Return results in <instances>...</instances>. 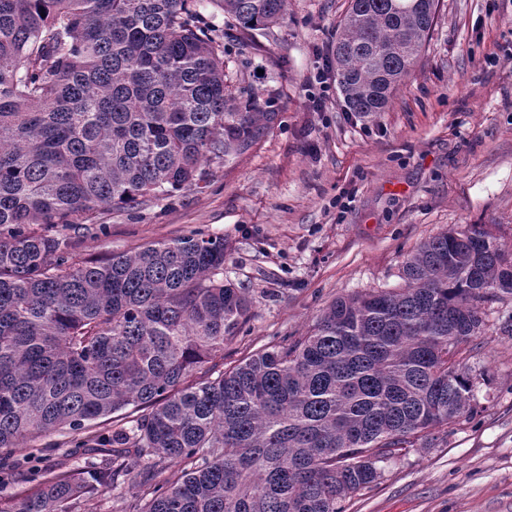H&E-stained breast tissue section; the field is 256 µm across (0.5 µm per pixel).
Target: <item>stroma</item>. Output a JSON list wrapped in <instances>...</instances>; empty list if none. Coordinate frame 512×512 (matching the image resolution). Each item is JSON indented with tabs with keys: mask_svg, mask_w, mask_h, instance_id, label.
<instances>
[{
	"mask_svg": "<svg viewBox=\"0 0 512 512\" xmlns=\"http://www.w3.org/2000/svg\"><path fill=\"white\" fill-rule=\"evenodd\" d=\"M346 7L289 0L287 18L244 46L207 0L201 19L224 38L234 90L276 120L251 150L211 166L206 188L110 210L67 233L76 263L176 237H223L224 276L252 298L249 320L224 348L228 368L306 334L337 297L402 287L404 259L446 228L493 224L512 239V0H439L422 58L385 111H348L334 86L315 112L306 78ZM485 312L484 332L462 355L477 378L476 415L400 450L344 512H512V336L501 329L512 300ZM58 463L75 474L87 465L64 433L0 449V498L32 493L31 477ZM146 466L139 460L79 512H119Z\"/></svg>",
	"mask_w": 512,
	"mask_h": 512,
	"instance_id": "35a3bbf8",
	"label": "stroma"
}]
</instances>
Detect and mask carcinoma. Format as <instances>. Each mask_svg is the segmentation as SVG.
<instances>
[{"label": "carcinoma", "mask_w": 512, "mask_h": 512, "mask_svg": "<svg viewBox=\"0 0 512 512\" xmlns=\"http://www.w3.org/2000/svg\"><path fill=\"white\" fill-rule=\"evenodd\" d=\"M190 2L0 0V448L65 429L101 449L0 512H75L145 456L121 512H342L398 449L477 413L458 347L483 332L484 303L512 298V243L492 224L435 235L404 287L339 297L228 370L251 299L224 280V238L69 262L61 230L199 187L277 116L237 104ZM215 2L244 44L288 12ZM438 4L349 0L332 61L350 111L386 110ZM128 406L131 430L87 435Z\"/></svg>", "instance_id": "carcinoma-1"}]
</instances>
